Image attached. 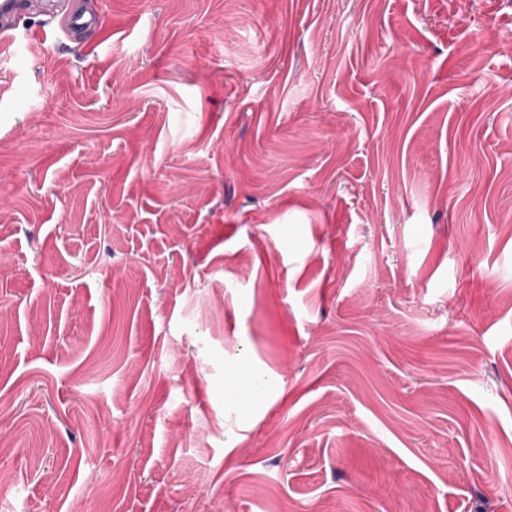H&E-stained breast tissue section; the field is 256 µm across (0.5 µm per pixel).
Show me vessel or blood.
<instances>
[{
	"mask_svg": "<svg viewBox=\"0 0 512 512\" xmlns=\"http://www.w3.org/2000/svg\"><path fill=\"white\" fill-rule=\"evenodd\" d=\"M35 18L65 37L98 24L97 13L88 12L81 0H0V44H16L21 24Z\"/></svg>",
	"mask_w": 512,
	"mask_h": 512,
	"instance_id": "vessel-or-blood-1",
	"label": "vessel or blood"
}]
</instances>
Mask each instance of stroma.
I'll list each match as a JSON object with an SVG mask.
<instances>
[{"mask_svg": "<svg viewBox=\"0 0 512 512\" xmlns=\"http://www.w3.org/2000/svg\"><path fill=\"white\" fill-rule=\"evenodd\" d=\"M0 48V512H512V0H97Z\"/></svg>", "mask_w": 512, "mask_h": 512, "instance_id": "stroma-1", "label": "stroma"}]
</instances>
